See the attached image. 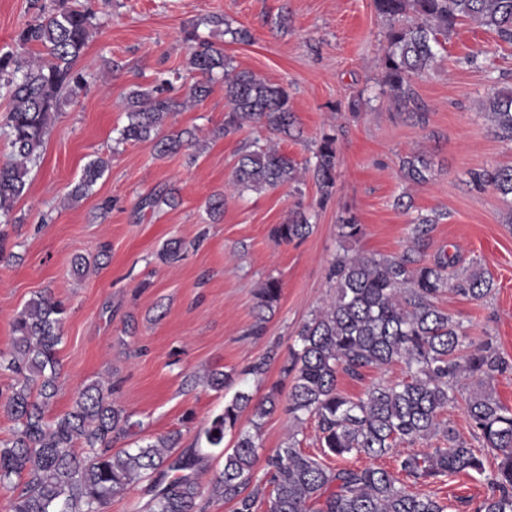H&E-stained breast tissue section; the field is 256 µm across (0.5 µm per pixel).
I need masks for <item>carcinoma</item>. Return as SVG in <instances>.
<instances>
[{"label": "carcinoma", "mask_w": 512, "mask_h": 512, "mask_svg": "<svg viewBox=\"0 0 512 512\" xmlns=\"http://www.w3.org/2000/svg\"><path fill=\"white\" fill-rule=\"evenodd\" d=\"M388 23L387 47L379 57L382 93L399 109L426 122L412 82L433 66L437 47L459 24L469 20L512 44V0H374ZM94 27L91 12L56 0L18 34L21 48L38 46L37 58L14 52L0 53V88L9 89L11 107L10 155L0 164V215L9 214L25 193L28 164L40 156L63 95L75 96L86 85L75 63L88 44ZM188 65L196 75L185 98L199 102L210 93L214 73L224 75V97L230 110L224 118L228 135L245 121H257L276 134L292 135L296 118L288 90L273 86L249 71H237L224 49L194 37ZM166 80L148 88L137 87L126 97L128 123L120 130L123 141L150 142L155 157L163 159L197 145L192 131L165 134L168 118L184 106L169 95ZM483 110L494 131L512 141V89L488 94ZM336 137H322L315 152L313 179L327 198L336 185ZM103 161H93L71 192L77 200L100 178ZM404 179L412 184L429 180L431 161L423 151L410 152L401 162ZM477 185L489 184L500 195L512 197V165L471 173ZM298 164L276 148L257 145L243 153L234 168L232 185L262 192L279 186L299 189ZM443 214L426 215L412 228L411 245L390 258L363 255L351 248L363 234L352 217L342 219L340 237L349 247L336 255L329 281L334 300L297 332L298 348L281 365L291 379L288 413L302 423L317 421L323 454L343 458L364 455L378 459L399 444L435 440L426 451H410L396 459L395 470L376 467H329L305 454L296 436L266 459L268 479L254 476L259 445L255 435L238 430L242 413L253 396L240 390L222 412L198 434L210 448L221 449L223 469L208 484L200 475L208 454L192 447L179 454L181 432L173 431L154 442L112 451V444L136 434L142 422L114 398L112 383L96 381L74 398L66 412L49 416L60 374L56 347L67 309L48 296L31 299L12 323L13 342L0 352V374L14 380L3 403L15 423L10 440L0 446V493L9 499V512H103L112 498L142 482L149 499L142 512H202L213 497L233 504V512H447L448 505L425 491L444 477L474 472L483 477L488 493L466 501L470 512H512V408L497 398L492 383L508 365L488 341L474 343L462 324L438 306V299L453 286L465 296L487 297L493 281L483 270L456 277L450 284L447 270L457 257H423L435 224ZM313 224L297 208L272 230L284 243L303 239ZM278 278L269 276L256 292L257 320L251 334L266 330V313L281 297ZM405 365V378L377 383L353 398L338 388L344 373L358 378L362 370L392 363ZM230 374L210 370L205 384L221 391ZM463 401L470 428L482 448L498 452L494 470L485 469L481 448L463 438L443 420L448 407ZM280 390L274 386L254 406L252 424L274 413ZM236 433L233 447L224 438Z\"/></svg>", "instance_id": "obj_1"}]
</instances>
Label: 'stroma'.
I'll use <instances>...</instances> for the list:
<instances>
[{"instance_id": "1", "label": "stroma", "mask_w": 512, "mask_h": 512, "mask_svg": "<svg viewBox=\"0 0 512 512\" xmlns=\"http://www.w3.org/2000/svg\"><path fill=\"white\" fill-rule=\"evenodd\" d=\"M33 2L0 0V53L18 51ZM81 2L98 23L76 62L87 85L57 114L4 224L13 253L0 258V351L10 350L13 319L32 298L49 294L68 308L52 414L67 411L85 385L109 380L119 387L118 402L143 421V441L178 430L187 448L236 390L257 400L274 386L288 391L279 361L296 346L300 325L333 295L329 268L348 216L364 226L357 251L382 258L406 249L415 218L442 213L426 259L444 252L457 256L459 268L478 264L493 289L478 301L450 290L438 305L512 364V224L504 221L502 196L470 180L471 172L512 165V142L498 137L482 110L492 88H512V44L474 23L459 25L435 65L413 83L427 110L420 124L381 92L377 62L386 25L374 0ZM235 29L248 30L250 41L233 40ZM191 31L223 46L236 70L287 88L296 132L276 137L281 152L303 164L323 134L335 135L339 167L331 197L322 198L308 174L297 189L232 187L242 148L268 132L252 121L215 136L226 111L219 74L209 96L174 113L166 127L192 130L197 158L181 152L158 159L150 143L119 141L130 90L167 79L183 95L192 80ZM416 149L433 161L428 182L419 185L400 172L401 158ZM97 158L107 162L102 177L84 197L70 199ZM153 192L174 194L175 205L138 210L140 197ZM217 195L224 207L214 214L208 202ZM402 195L409 209L396 207ZM299 205L312 215V233L278 242L272 227ZM172 239L186 252L167 264L158 253ZM269 276L280 280L282 294L265 334L256 337L248 333L254 292ZM272 347L280 358L262 379L239 382V373ZM212 368L235 375L233 386L217 392L200 383ZM292 435L306 454L320 455L315 420L300 425L276 410L259 430L256 478L264 476V457ZM429 490L448 512H464V500L481 499L488 488L478 475L459 474Z\"/></svg>"}]
</instances>
